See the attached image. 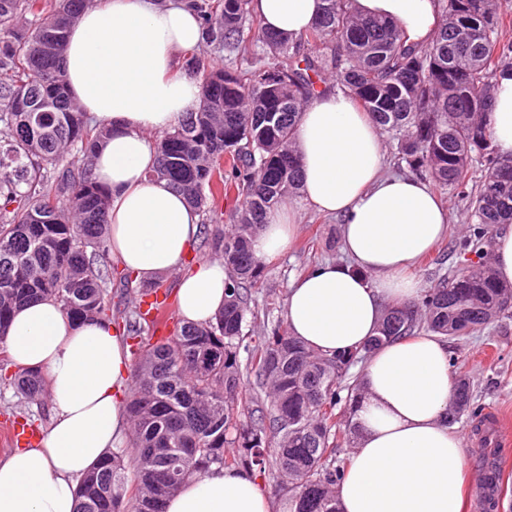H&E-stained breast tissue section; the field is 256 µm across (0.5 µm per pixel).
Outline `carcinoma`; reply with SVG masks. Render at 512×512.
<instances>
[{
	"label": "carcinoma",
	"mask_w": 512,
	"mask_h": 512,
	"mask_svg": "<svg viewBox=\"0 0 512 512\" xmlns=\"http://www.w3.org/2000/svg\"><path fill=\"white\" fill-rule=\"evenodd\" d=\"M184 2L207 45L243 49L228 67L201 54L183 58L201 82V104L156 139L154 174L197 209L210 210L228 189L242 199L229 230L202 225L201 246L229 273L224 309L153 342L144 332L156 325L143 304L113 308L108 196L92 179L95 150L110 130L73 101L62 69L68 29L91 0H0V31L10 33L0 41V354L13 312L34 300L53 299L77 321L110 322L116 313L123 320L132 340L130 437L84 476L77 512H165L189 477L214 467L276 472L272 495L283 512H340L345 461L336 452L353 437L336 406L341 391L358 394L352 369L391 340L424 329L468 336L508 308L512 284L487 262L468 265L467 255L480 256L497 225L512 224V155L497 152L486 126L496 76L512 66V9L508 0H438L437 33L416 48L397 24L360 17L355 0H323L294 41L246 27L250 0ZM329 71L379 129L401 135L398 153L413 174L469 204L474 224L455 249L462 272L387 308L376 336L333 356L280 321L253 341L246 331L252 289L264 280L251 242L299 190L297 122ZM0 382L37 405L46 386L38 371L8 373L4 357ZM471 401L459 380L448 423Z\"/></svg>",
	"instance_id": "cac0c4a2"
}]
</instances>
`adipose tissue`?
Wrapping results in <instances>:
<instances>
[{
    "mask_svg": "<svg viewBox=\"0 0 512 512\" xmlns=\"http://www.w3.org/2000/svg\"><path fill=\"white\" fill-rule=\"evenodd\" d=\"M322 0H250L264 30L296 39ZM359 13L396 22L408 42L437 30L436 0H355ZM201 40L182 0H95L72 26L62 68L70 95L111 134L95 151L92 174L110 198L112 258L138 282L180 273L178 314L204 323L224 306L228 274L217 261L191 262L200 215L167 179L153 176V133L178 125L201 101L199 80L181 73ZM488 132L512 154V70L495 79ZM300 193L342 217L347 261L321 262L295 280L284 319L289 332L326 354L374 336L386 307L417 298L411 271L447 238L444 208L425 180L388 175L378 129L352 96L330 91L303 110L297 126ZM294 211L269 214L251 249L264 260L287 252ZM5 343L16 367L36 368L51 394V416L37 444L0 457V512H76L78 485L130 427L126 339L114 325L70 318L52 300L15 310ZM455 383L448 347L434 335L401 338L367 359L351 403L355 443L336 484L341 512H460L467 473L463 439L446 423ZM166 512H271L253 474L212 469L185 482Z\"/></svg>",
    "mask_w": 512,
    "mask_h": 512,
    "instance_id": "1",
    "label": "adipose tissue"
}]
</instances>
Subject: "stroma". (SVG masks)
Here are the masks:
<instances>
[{"instance_id": "1", "label": "stroma", "mask_w": 512, "mask_h": 512, "mask_svg": "<svg viewBox=\"0 0 512 512\" xmlns=\"http://www.w3.org/2000/svg\"><path fill=\"white\" fill-rule=\"evenodd\" d=\"M437 194L448 209L450 233L416 270L427 287L440 275L461 268L450 248L471 228V216L463 202L448 189H438ZM289 205L296 214L293 246L288 254L264 261V284L251 297L249 327L257 332L264 322L283 318L288 289L295 278L317 262L344 258L340 219L318 213L299 196ZM448 356L453 377L466 379L473 394V412L462 415L454 425L464 441L468 473L462 512H485L479 477L491 458L505 484L498 512H512V445L490 449L483 442V431L492 425L494 416L512 419V312L468 337L449 340Z\"/></svg>"}]
</instances>
